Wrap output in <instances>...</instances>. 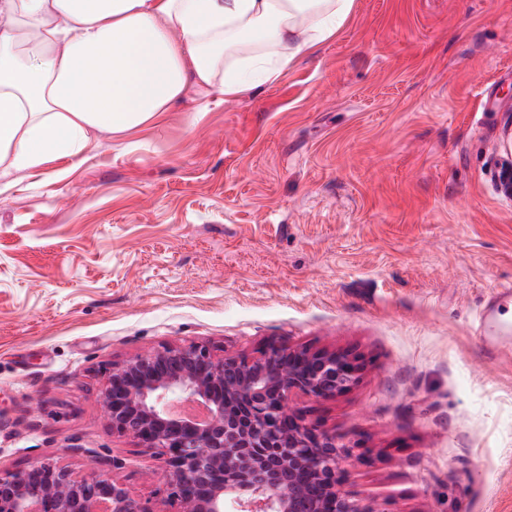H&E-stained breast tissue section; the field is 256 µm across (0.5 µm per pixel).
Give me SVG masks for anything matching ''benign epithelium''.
Listing matches in <instances>:
<instances>
[{
	"label": "benign epithelium",
	"instance_id": "obj_1",
	"mask_svg": "<svg viewBox=\"0 0 512 512\" xmlns=\"http://www.w3.org/2000/svg\"><path fill=\"white\" fill-rule=\"evenodd\" d=\"M344 351L268 343L252 358L164 344L112 365L101 392L112 432L161 461L181 512H380L341 489L336 436L289 401L328 400L359 379ZM98 459L76 478L52 460L0 470V512H150Z\"/></svg>",
	"mask_w": 512,
	"mask_h": 512
}]
</instances>
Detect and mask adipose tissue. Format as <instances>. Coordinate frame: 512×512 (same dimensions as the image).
I'll use <instances>...</instances> for the list:
<instances>
[{"label": "adipose tissue", "instance_id": "ef3b65f1", "mask_svg": "<svg viewBox=\"0 0 512 512\" xmlns=\"http://www.w3.org/2000/svg\"><path fill=\"white\" fill-rule=\"evenodd\" d=\"M354 0H0V191L156 124L188 90L231 100L331 38Z\"/></svg>", "mask_w": 512, "mask_h": 512}]
</instances>
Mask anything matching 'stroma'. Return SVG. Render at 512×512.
<instances>
[{
  "instance_id": "obj_1",
  "label": "stroma",
  "mask_w": 512,
  "mask_h": 512,
  "mask_svg": "<svg viewBox=\"0 0 512 512\" xmlns=\"http://www.w3.org/2000/svg\"><path fill=\"white\" fill-rule=\"evenodd\" d=\"M512 0H355L278 82L189 91L154 126L0 193V467L93 459L150 512L157 461L114 434L113 363L166 343L340 349L346 393L293 407L379 512H512ZM512 305V285H505L498 289L486 303L487 314L482 323L481 336H485L490 346L487 350L492 353L497 345L491 336H501L509 328L508 319L504 317Z\"/></svg>"
}]
</instances>
